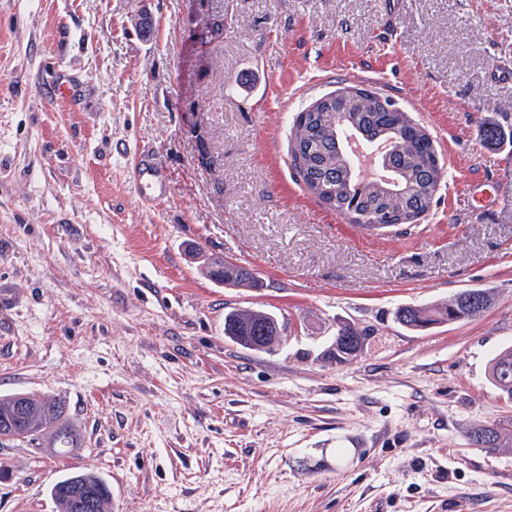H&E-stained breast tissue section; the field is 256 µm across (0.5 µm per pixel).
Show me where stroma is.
<instances>
[{"label":"stroma","instance_id":"obj_1","mask_svg":"<svg viewBox=\"0 0 512 512\" xmlns=\"http://www.w3.org/2000/svg\"><path fill=\"white\" fill-rule=\"evenodd\" d=\"M223 17L222 35L207 23ZM512 0H0V395L65 401L81 440L0 447V512H56L103 476L112 512H512ZM66 70L76 101L46 99ZM431 134L445 180L413 225L364 230L291 164L297 112L345 85ZM152 152L154 204L130 169ZM200 246L254 268L215 284ZM487 288L479 317L408 330L398 306ZM263 310L279 346L224 335ZM365 332L328 350L337 322ZM503 366L509 369H501ZM488 375L502 398L512 403V347L502 349L489 361ZM511 427V419L492 424H476L468 430L467 439L471 445L478 448H511V438L508 440L501 439L503 432L505 430L511 431ZM78 487L93 489L96 492V512H112V492L107 482L100 475L85 471L73 472L52 486L51 497L57 512H73L72 494L76 498L77 509L86 511L94 507L95 495L92 492L84 493V490Z\"/></svg>","mask_w":512,"mask_h":512}]
</instances>
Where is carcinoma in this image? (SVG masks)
<instances>
[{
    "label": "carcinoma",
    "instance_id": "1",
    "mask_svg": "<svg viewBox=\"0 0 512 512\" xmlns=\"http://www.w3.org/2000/svg\"><path fill=\"white\" fill-rule=\"evenodd\" d=\"M357 136L370 143L391 142L387 165L391 183H361L352 174L347 138ZM290 152L292 163L304 185L327 208L347 216L360 227L385 228L392 224H414L429 211L433 198L425 193L430 183L444 176L434 140L426 129L399 110L387 112L377 102L356 108L344 98L313 103L293 119ZM211 277L242 288L256 287V279L220 260L211 263ZM491 303L485 289H467L449 301L428 306L406 305L396 310L407 325H436L471 318ZM488 375L503 399L512 402V347L499 351L488 365ZM19 394L0 396V435L19 434L21 441L40 445L48 437L55 453L68 454L79 444V435L67 419L66 405L57 398H44L26 423H16L13 412ZM512 420L476 424L467 432L478 448H511L502 439ZM96 492V512H112V492L100 475L76 471L51 488L56 512H73L71 495L76 488Z\"/></svg>",
    "mask_w": 512,
    "mask_h": 512
}]
</instances>
